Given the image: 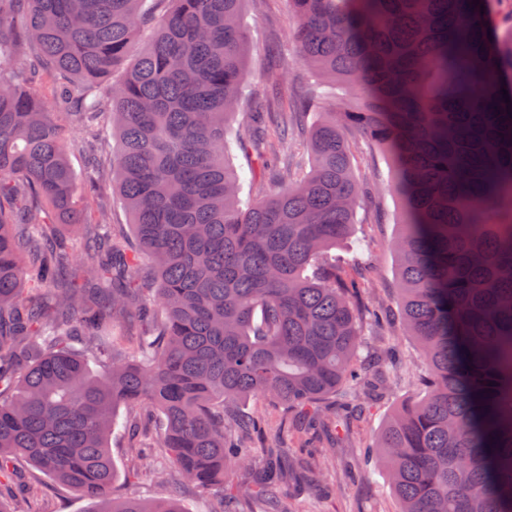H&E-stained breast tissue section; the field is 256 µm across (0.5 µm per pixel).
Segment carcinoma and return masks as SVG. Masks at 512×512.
I'll return each instance as SVG.
<instances>
[{
  "label": "carcinoma",
  "mask_w": 512,
  "mask_h": 512,
  "mask_svg": "<svg viewBox=\"0 0 512 512\" xmlns=\"http://www.w3.org/2000/svg\"><path fill=\"white\" fill-rule=\"evenodd\" d=\"M245 2L0 0V481L35 494L25 460L85 512H186L172 493L112 495L120 426L135 483L193 489L213 512H301L279 488L325 453L296 464L275 434L241 489L230 476L250 466L256 421L240 405H284L283 431L351 448V419L389 387L391 355L362 352V323L385 317L331 254L365 203L359 135L390 164L398 318L425 365L424 394L374 444L399 512H512V88L503 98L498 66L512 14L491 18L489 0H288L310 80L235 131ZM65 119L89 131L93 220ZM232 136L273 192L252 182L242 198ZM109 180L151 278L97 194ZM58 224L84 233L63 240Z\"/></svg>",
  "instance_id": "carcinoma-1"
}]
</instances>
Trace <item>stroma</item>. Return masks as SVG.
<instances>
[{
    "instance_id": "stroma-1",
    "label": "stroma",
    "mask_w": 512,
    "mask_h": 512,
    "mask_svg": "<svg viewBox=\"0 0 512 512\" xmlns=\"http://www.w3.org/2000/svg\"><path fill=\"white\" fill-rule=\"evenodd\" d=\"M243 19L249 38L246 83L250 89L243 109L247 112L262 111L273 91L267 80L268 73L282 67L296 78L302 75L303 68L288 42L291 23L288 0H266L260 8L246 5ZM354 164L360 178L373 180L376 199L358 210L354 234L338 246L335 253L344 260L347 268H369L368 302L374 307L392 311L396 308L398 281L396 257L389 244L402 230L400 202L388 189L391 177L385 160L371 149L366 140H359ZM363 341L370 350L394 349L401 359L387 392L363 419L352 425L354 439L367 444L379 432L389 413L413 394L410 377L421 370L422 362L417 347L398 326L384 330L366 329ZM126 445L124 430L115 429L112 458L119 478L112 486L113 494L162 495L164 489L161 485H139L127 481ZM383 482L381 470L375 462L365 461L351 449L339 448L326 457L321 473L309 477L302 484L282 486L280 493L298 504L301 512H398L397 500L392 495L380 493L379 487Z\"/></svg>"
}]
</instances>
